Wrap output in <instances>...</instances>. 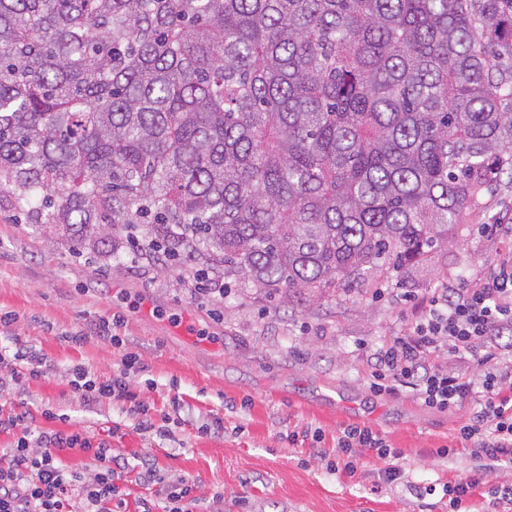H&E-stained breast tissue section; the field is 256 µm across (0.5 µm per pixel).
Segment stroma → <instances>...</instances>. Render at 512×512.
<instances>
[{
    "label": "stroma",
    "mask_w": 512,
    "mask_h": 512,
    "mask_svg": "<svg viewBox=\"0 0 512 512\" xmlns=\"http://www.w3.org/2000/svg\"><path fill=\"white\" fill-rule=\"evenodd\" d=\"M492 224L512 225V184L398 282L359 283L286 306L241 275L225 279L223 294L192 296L175 270L131 263L126 230L114 233V257L96 258L2 204L0 346L33 345L46 367L32 378L0 366V410L28 412L34 433L66 429L108 442L129 463L127 512L155 497L135 482L145 455L166 476L194 482L200 497L223 494V512H450L441 495L420 498L415 490L482 469L483 459L456 439L468 408L440 412L407 388L372 392L367 357L404 333L431 289L477 282L497 265L512 239L489 232ZM181 320L198 339L178 335ZM115 336L121 345L112 344ZM128 349L145 366L127 380L139 402L155 414L169 411L176 397L191 407L166 434L139 430L125 401L84 406L69 384L77 365L111 378ZM216 417L223 432L203 433ZM349 425L371 427L400 451L396 480L386 479L384 463L369 450L355 475L328 469ZM444 446L455 454L438 455Z\"/></svg>",
    "instance_id": "35a3bbf8"
}]
</instances>
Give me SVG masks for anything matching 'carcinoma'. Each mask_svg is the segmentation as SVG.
<instances>
[{"mask_svg": "<svg viewBox=\"0 0 512 512\" xmlns=\"http://www.w3.org/2000/svg\"><path fill=\"white\" fill-rule=\"evenodd\" d=\"M512 183V0H0V198L291 303Z\"/></svg>", "mask_w": 512, "mask_h": 512, "instance_id": "1", "label": "carcinoma"}]
</instances>
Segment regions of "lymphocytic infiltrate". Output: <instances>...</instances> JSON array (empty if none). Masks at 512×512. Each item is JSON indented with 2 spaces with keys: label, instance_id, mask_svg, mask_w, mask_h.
<instances>
[{
  "label": "lymphocytic infiltrate",
  "instance_id": "lymphocytic-infiltrate-1",
  "mask_svg": "<svg viewBox=\"0 0 512 512\" xmlns=\"http://www.w3.org/2000/svg\"><path fill=\"white\" fill-rule=\"evenodd\" d=\"M446 351L468 356L482 369L481 381L448 370L436 360ZM370 388L392 393L414 390L427 407L446 411L468 406L471 414L457 429L460 441L488 464L480 473L446 486L453 506H460L502 464H512V252L496 270L474 284L433 289L408 330L371 355ZM136 353H126L112 378L101 380L84 368L73 373L71 386L84 405L104 397H129L127 378L140 370ZM80 449L97 462L93 471L67 468L60 450ZM331 471L355 474L362 450L374 451L396 476L400 454L379 432L350 425L337 439ZM127 460L105 443H92L78 432L47 430L36 438L18 437L6 465L0 466V512H125L120 488ZM138 481L156 487L159 501L143 512H196L201 498L188 479H168L153 459L142 457Z\"/></svg>",
  "mask_w": 512,
  "mask_h": 512
}]
</instances>
